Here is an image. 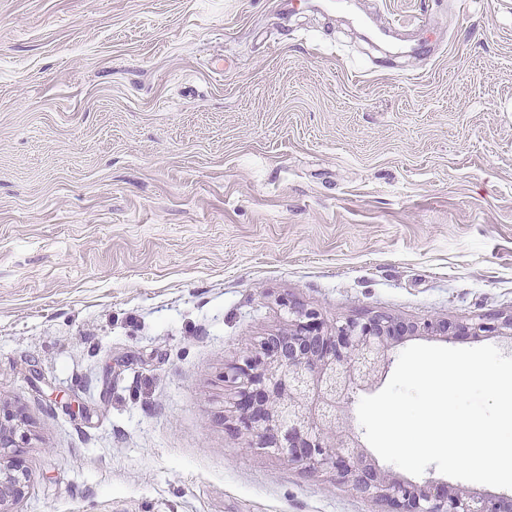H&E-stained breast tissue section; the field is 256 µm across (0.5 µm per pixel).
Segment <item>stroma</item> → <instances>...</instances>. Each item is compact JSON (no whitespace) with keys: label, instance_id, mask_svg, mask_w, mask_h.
Here are the masks:
<instances>
[{"label":"stroma","instance_id":"stroma-1","mask_svg":"<svg viewBox=\"0 0 512 512\" xmlns=\"http://www.w3.org/2000/svg\"><path fill=\"white\" fill-rule=\"evenodd\" d=\"M283 2L0 0L7 512H384L246 447L225 366L288 300L512 312V0ZM23 422L21 414L9 409H2L0 406V511L2 512L7 511L2 510V505L9 498L15 500L22 495L21 485L26 483L28 477L27 471L23 469L17 459V453L20 452L18 448H24L21 445L25 444L27 438L26 432L19 433ZM10 448L13 449L8 452ZM4 458L8 459L6 462L11 465H3Z\"/></svg>","mask_w":512,"mask_h":512}]
</instances>
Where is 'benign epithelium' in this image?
Wrapping results in <instances>:
<instances>
[{"label": "benign epithelium", "instance_id": "obj_1", "mask_svg": "<svg viewBox=\"0 0 512 512\" xmlns=\"http://www.w3.org/2000/svg\"><path fill=\"white\" fill-rule=\"evenodd\" d=\"M288 319L287 331L266 337L257 351L224 372L239 394L233 430L249 447L312 472H331L356 493L385 504L388 512H512V496L433 478L412 483L379 468L341 418L353 394L386 377L392 350L404 339L426 331L447 341L512 340V313L421 325L378 314L329 324L314 310L290 303ZM22 424V415L0 408V506L22 495L28 477L18 460L27 438Z\"/></svg>", "mask_w": 512, "mask_h": 512}]
</instances>
